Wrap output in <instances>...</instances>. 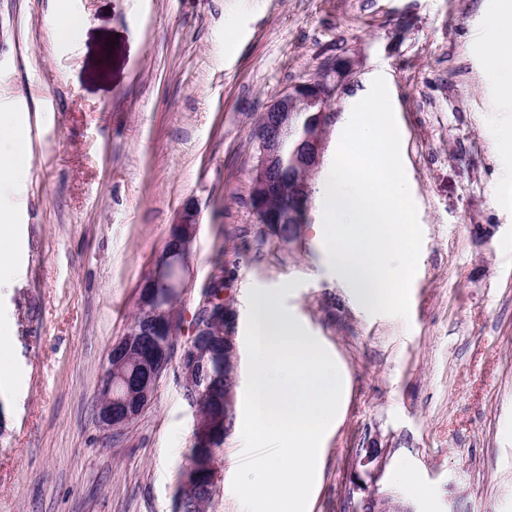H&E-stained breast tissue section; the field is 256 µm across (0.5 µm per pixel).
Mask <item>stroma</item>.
Masks as SVG:
<instances>
[{
	"mask_svg": "<svg viewBox=\"0 0 512 512\" xmlns=\"http://www.w3.org/2000/svg\"><path fill=\"white\" fill-rule=\"evenodd\" d=\"M497 0H0V113L25 168L0 184L18 265L0 286V512H174L194 443L177 366L112 439L96 401L110 346L187 202L198 226L177 347L214 274L237 310L234 420L208 512H243L250 288L274 293L347 391L307 512L371 493L401 512H512V95L482 42ZM82 23L59 39L58 11ZM339 63L321 188L355 103L386 80L423 231L410 317L369 314L336 277L312 202L300 238L260 237L255 129ZM377 457L366 462L368 448Z\"/></svg>",
	"mask_w": 512,
	"mask_h": 512,
	"instance_id": "obj_1",
	"label": "stroma"
}]
</instances>
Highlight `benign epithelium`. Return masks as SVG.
I'll return each instance as SVG.
<instances>
[{"mask_svg": "<svg viewBox=\"0 0 512 512\" xmlns=\"http://www.w3.org/2000/svg\"><path fill=\"white\" fill-rule=\"evenodd\" d=\"M338 91V83L328 78L299 83L279 95L260 116L255 132L258 153L252 168L249 205L253 212H266L269 224H303L312 203L311 176L321 166L331 127L336 113L330 109ZM305 114L307 126L294 148L295 161L283 174L282 148L284 137L291 131L298 115ZM197 208L190 202L184 207V220L172 225L170 237L181 241V249L160 255L148 280L156 290L140 289L138 314L148 321L144 331L127 329L124 336L115 341L107 355L108 381L99 390L102 405L97 410L99 426L112 433L126 426L141 414L154 400L160 377L168 368L164 359L153 357L151 364L142 363L136 353L139 341L145 334L155 341L169 336L172 328L181 321V296L186 288L182 281L175 288L168 287L169 272L178 268L187 272L190 245L195 236ZM208 315L224 321L220 334L224 335V350L230 359L224 365L227 392L225 401L232 405L236 386L237 353L234 329L236 309L231 300L219 297L206 303ZM207 361V351L201 346L183 348L178 362L182 387L197 401L205 399L201 388L200 373ZM204 469L210 480L217 485L221 479V466L217 449L212 448L203 456L194 457L186 466L178 483V496L193 494L196 472Z\"/></svg>", "mask_w": 512, "mask_h": 512, "instance_id": "obj_1", "label": "benign epithelium"}]
</instances>
